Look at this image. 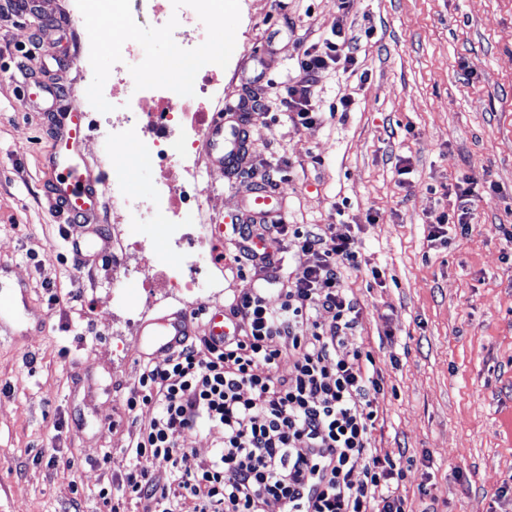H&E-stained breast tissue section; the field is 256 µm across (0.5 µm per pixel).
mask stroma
Listing matches in <instances>:
<instances>
[{
	"label": "stroma",
	"mask_w": 512,
	"mask_h": 512,
	"mask_svg": "<svg viewBox=\"0 0 512 512\" xmlns=\"http://www.w3.org/2000/svg\"><path fill=\"white\" fill-rule=\"evenodd\" d=\"M40 6L13 12L0 0V281L22 294L18 320L0 323V512H108L99 491L121 484L151 417L126 400L143 364L165 360L141 323L228 305L263 274L240 273L228 239L198 300L151 304L110 264L108 197L95 217L102 238L59 215L47 196L58 105L46 88L81 102L87 81L61 60L75 40L72 0ZM197 10L212 42L228 28L237 41L211 109L225 132L246 125L249 149L236 174L205 164L204 207L184 222L248 216L255 168L272 175L280 221L354 237L364 264L343 273L361 309L352 341L385 378L373 447L400 455L413 512H512V260L495 230L512 224V0H226L218 14L197 0ZM338 25L355 62L318 75L320 117L294 125L298 60ZM33 50L42 64L29 75ZM468 175L479 197L469 235L430 246L427 224L453 211ZM156 177L128 149V196L150 197ZM221 440L216 428L176 435L182 469ZM71 457L79 469H64Z\"/></svg>",
	"instance_id": "35a3bbf8"
}]
</instances>
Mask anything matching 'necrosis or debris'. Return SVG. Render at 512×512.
Masks as SVG:
<instances>
[{"instance_id":"necrosis-or-debris-1","label":"necrosis or debris","mask_w":512,"mask_h":512,"mask_svg":"<svg viewBox=\"0 0 512 512\" xmlns=\"http://www.w3.org/2000/svg\"><path fill=\"white\" fill-rule=\"evenodd\" d=\"M152 18L175 49L185 68L167 76L160 95H136L131 109L112 119L100 121V128L109 132L114 151L135 142L142 158L155 163L159 193L148 208L159 216V239L166 243H184L194 256L207 253L209 238L206 225L181 222L183 208L198 206L201 200L202 168L196 158V146L204 137L210 121L209 101L224 79V47L212 44L209 22L195 9V0H80L79 19L91 27L112 49V70L109 76L94 77L95 107L107 112L108 100L99 90L107 86L117 89L128 82L148 85L143 75L144 64L130 34L132 16ZM180 142L178 157H171L172 142ZM138 242L122 246L113 254V268L122 269L125 277L142 282L161 281L176 294L197 297L199 283L183 266L158 267L150 262L132 267L127 263Z\"/></svg>"}]
</instances>
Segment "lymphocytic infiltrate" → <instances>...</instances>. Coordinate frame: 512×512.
<instances>
[{
    "instance_id": "1",
    "label": "lymphocytic infiltrate",
    "mask_w": 512,
    "mask_h": 512,
    "mask_svg": "<svg viewBox=\"0 0 512 512\" xmlns=\"http://www.w3.org/2000/svg\"><path fill=\"white\" fill-rule=\"evenodd\" d=\"M353 62L343 40L302 53L288 88L295 124L319 118L312 93L318 74ZM457 199V215L443 212L428 224L430 244H447L452 228L468 235L476 209L472 189H460ZM230 231L237 263L264 271L265 285L229 304L241 333L220 343L183 337L164 363L143 367L127 408L148 406L153 416L129 450L121 494L138 499L143 512H180L187 501L193 512H266L272 500L282 512H412L397 458L371 446L382 371L371 352L348 338L360 316L342 281L343 269L361 264L354 238L277 221L259 230L234 224ZM260 231L294 237L299 252L313 258L281 289L275 311L266 288L279 282L283 256L255 245ZM323 309L330 322L318 321ZM286 355L291 374L282 378L277 369ZM202 427L221 429L224 438L196 470L184 471L174 435ZM153 462L164 463V475L150 470Z\"/></svg>"
}]
</instances>
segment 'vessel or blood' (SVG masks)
<instances>
[{
    "label": "vessel or blood",
    "instance_id": "obj_1",
    "mask_svg": "<svg viewBox=\"0 0 512 512\" xmlns=\"http://www.w3.org/2000/svg\"><path fill=\"white\" fill-rule=\"evenodd\" d=\"M213 162L216 167L224 165V117H212L206 131ZM85 140L83 114L71 109L66 114V132L57 144V157L63 160L66 168L62 176L51 179L50 194L59 211L68 217L92 214L98 203L103 178L93 175L81 154ZM192 317L185 312L166 318L160 322L144 326L142 333L148 336L151 346L159 351H170L178 339L193 335Z\"/></svg>",
    "mask_w": 512,
    "mask_h": 512
}]
</instances>
